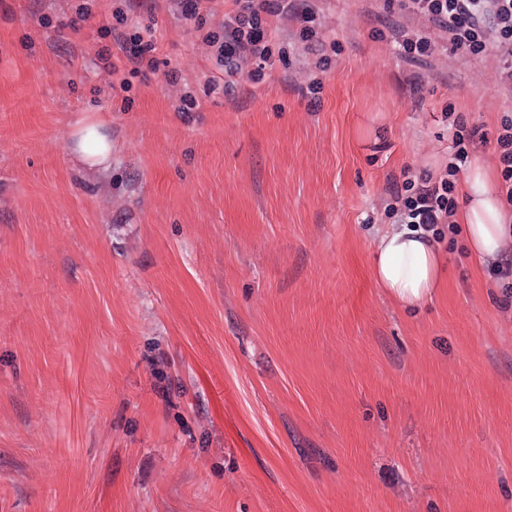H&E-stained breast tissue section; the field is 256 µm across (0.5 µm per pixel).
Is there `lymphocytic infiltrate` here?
Instances as JSON below:
<instances>
[{"label":"lymphocytic infiltrate","instance_id":"lymphocytic-infiltrate-1","mask_svg":"<svg viewBox=\"0 0 512 512\" xmlns=\"http://www.w3.org/2000/svg\"><path fill=\"white\" fill-rule=\"evenodd\" d=\"M222 32H209L204 41L224 68L225 83L239 77L260 82L273 64L276 34L268 17L287 13L293 0H231ZM401 7L428 20L444 32L454 50L491 55L501 85L512 87V0H398ZM475 130L457 124L448 165L440 176H416L404 170L401 190L391 209L401 223L428 232L452 224L457 212V177L475 143Z\"/></svg>","mask_w":512,"mask_h":512}]
</instances>
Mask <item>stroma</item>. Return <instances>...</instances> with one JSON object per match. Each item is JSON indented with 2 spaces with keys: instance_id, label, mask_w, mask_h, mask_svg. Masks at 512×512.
Wrapping results in <instances>:
<instances>
[{
  "instance_id": "obj_1",
  "label": "stroma",
  "mask_w": 512,
  "mask_h": 512,
  "mask_svg": "<svg viewBox=\"0 0 512 512\" xmlns=\"http://www.w3.org/2000/svg\"><path fill=\"white\" fill-rule=\"evenodd\" d=\"M271 23L289 58L214 95L177 0H0V512H512V293L451 233L424 307L372 277L447 110L494 168L512 89L385 0ZM89 123L106 169L76 159ZM403 55L411 58L429 56L435 50V43L424 32H419L397 41Z\"/></svg>"
}]
</instances>
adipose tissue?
<instances>
[{"label":"adipose tissue","mask_w":512,"mask_h":512,"mask_svg":"<svg viewBox=\"0 0 512 512\" xmlns=\"http://www.w3.org/2000/svg\"><path fill=\"white\" fill-rule=\"evenodd\" d=\"M458 218L468 250L487 265H498L512 248V210L503 203L490 170L475 165L464 186ZM375 281L400 306L429 301L443 285L441 257L430 233L401 225L382 233L373 247Z\"/></svg>","instance_id":"adipose-tissue-1"}]
</instances>
